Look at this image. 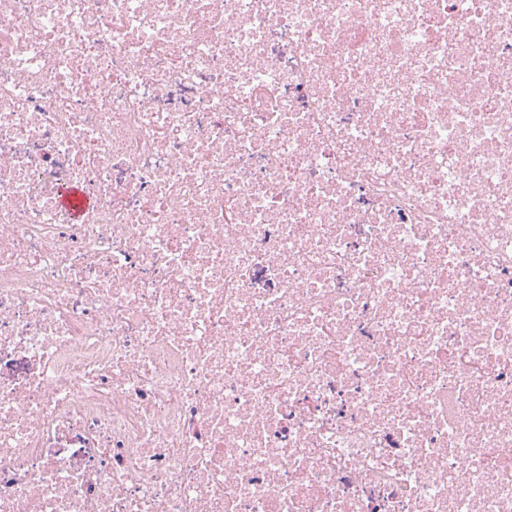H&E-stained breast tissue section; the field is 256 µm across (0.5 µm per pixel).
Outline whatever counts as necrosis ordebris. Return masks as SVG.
I'll return each mask as SVG.
<instances>
[{
    "instance_id": "obj_1",
    "label": "necrosis or debris",
    "mask_w": 512,
    "mask_h": 512,
    "mask_svg": "<svg viewBox=\"0 0 512 512\" xmlns=\"http://www.w3.org/2000/svg\"><path fill=\"white\" fill-rule=\"evenodd\" d=\"M0 512H512V0H0ZM59 203L75 221L92 206V201L76 186L64 187L59 193Z\"/></svg>"
}]
</instances>
